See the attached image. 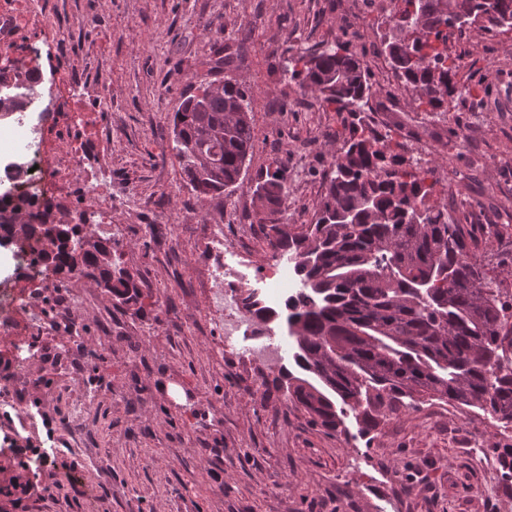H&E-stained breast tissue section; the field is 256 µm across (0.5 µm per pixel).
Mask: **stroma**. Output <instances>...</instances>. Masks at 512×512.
<instances>
[{"mask_svg":"<svg viewBox=\"0 0 512 512\" xmlns=\"http://www.w3.org/2000/svg\"><path fill=\"white\" fill-rule=\"evenodd\" d=\"M34 1L0 0V62L40 48L38 154L50 166L77 139L106 146L102 166L63 170L70 189L52 219L69 223L80 209L94 236L119 233V263L142 296L136 313L96 283L69 281L87 326L78 337L31 334L34 314H14L0 342V512H367L370 501L387 512H512V424L427 401L377 433L351 418L347 431L325 430L273 387L277 369L243 358L249 337L225 345L218 286L196 265L203 225H223L225 243L248 244L244 273L258 286L269 252L251 186L276 162L288 166L285 223L314 220L350 117L284 70L299 53L345 42L405 165L421 152L446 172L433 202H447L477 241V261L512 285V236L485 234L512 225V33L472 27L455 39L458 78L475 92L431 114L381 54L389 15L369 0ZM64 40L73 51L60 52ZM228 81L256 95L254 147L234 191L200 200L172 149L171 117L197 87ZM90 180L112 190L111 223L99 221ZM153 224L166 243L151 239ZM105 341L97 410L77 417L86 387L67 385L64 355ZM17 401L29 422L11 410ZM52 445L51 467L29 465Z\"/></svg>","mask_w":512,"mask_h":512,"instance_id":"35a3bbf8","label":"stroma"}]
</instances>
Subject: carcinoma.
Listing matches in <instances>:
<instances>
[{
	"label": "carcinoma",
	"instance_id": "1",
	"mask_svg": "<svg viewBox=\"0 0 512 512\" xmlns=\"http://www.w3.org/2000/svg\"><path fill=\"white\" fill-rule=\"evenodd\" d=\"M398 0L381 52L405 90L430 111L447 98L468 99L456 80L448 40L464 28L512 30V0ZM289 79L352 117L351 135L334 158L315 219L295 230L288 209V168L281 164L253 186L255 218L269 250L295 258L300 296L280 310L245 298L248 314L297 328L293 368L273 384L328 431L346 419L377 429L401 407L428 399L473 407L512 424V297L503 281L469 261L470 234L448 220V205L431 204L433 169H403L389 133L373 128L366 107L372 84L344 43L300 55ZM253 95L226 83L188 96L172 116L173 147L197 198L238 183L254 145ZM47 216L26 225L30 253L68 279L90 277L126 308L140 303L139 283L112 256L109 239L57 226L58 245L36 248Z\"/></svg>",
	"mask_w": 512,
	"mask_h": 512
}]
</instances>
